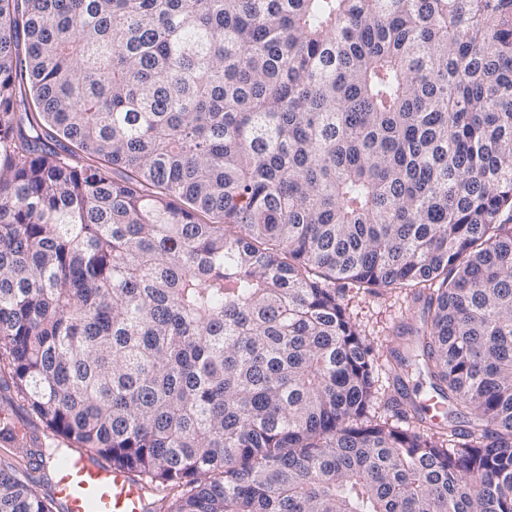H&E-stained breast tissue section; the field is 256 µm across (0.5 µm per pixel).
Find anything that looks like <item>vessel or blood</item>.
I'll list each match as a JSON object with an SVG mask.
<instances>
[{
    "instance_id": "obj_1",
    "label": "vessel or blood",
    "mask_w": 512,
    "mask_h": 512,
    "mask_svg": "<svg viewBox=\"0 0 512 512\" xmlns=\"http://www.w3.org/2000/svg\"><path fill=\"white\" fill-rule=\"evenodd\" d=\"M431 424L447 422L448 405L433 396L419 400ZM54 492L66 512H148L142 488L91 451L68 457L52 471Z\"/></svg>"
}]
</instances>
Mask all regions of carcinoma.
I'll return each mask as SVG.
<instances>
[{"label": "carcinoma", "instance_id": "obj_1", "mask_svg": "<svg viewBox=\"0 0 512 512\" xmlns=\"http://www.w3.org/2000/svg\"><path fill=\"white\" fill-rule=\"evenodd\" d=\"M505 211L512 0H0V390L151 512H512ZM338 282L469 429L370 414Z\"/></svg>", "mask_w": 512, "mask_h": 512}]
</instances>
